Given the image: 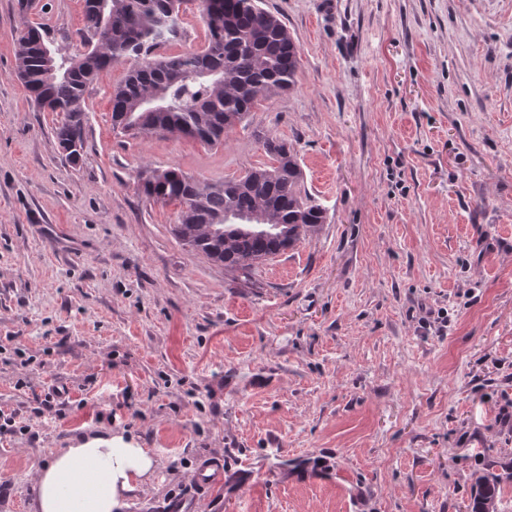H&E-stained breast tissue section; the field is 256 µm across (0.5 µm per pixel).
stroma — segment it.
Wrapping results in <instances>:
<instances>
[{"instance_id": "1", "label": "stroma", "mask_w": 512, "mask_h": 512, "mask_svg": "<svg viewBox=\"0 0 512 512\" xmlns=\"http://www.w3.org/2000/svg\"><path fill=\"white\" fill-rule=\"evenodd\" d=\"M261 6L301 50L291 89L208 147L113 127L115 65L74 164L16 40L40 24L82 51L83 0H0V512H31L32 465L88 430L157 459L126 512H466L486 453L512 467V0ZM206 43L186 0L159 53ZM264 136L326 222L247 277L138 184L243 177ZM195 480L203 487L221 488L224 483V468L222 464L214 462L200 465L195 473Z\"/></svg>"}]
</instances>
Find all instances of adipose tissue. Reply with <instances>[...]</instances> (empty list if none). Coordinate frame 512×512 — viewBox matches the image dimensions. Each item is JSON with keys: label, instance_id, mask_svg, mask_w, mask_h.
<instances>
[{"label": "adipose tissue", "instance_id": "obj_1", "mask_svg": "<svg viewBox=\"0 0 512 512\" xmlns=\"http://www.w3.org/2000/svg\"><path fill=\"white\" fill-rule=\"evenodd\" d=\"M155 457L120 435H94L33 466V512H123Z\"/></svg>", "mask_w": 512, "mask_h": 512}]
</instances>
